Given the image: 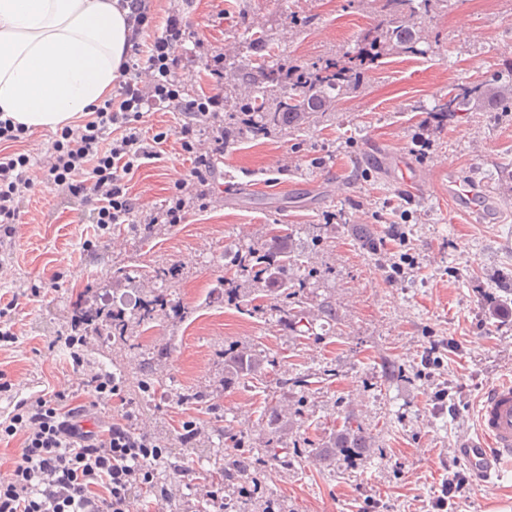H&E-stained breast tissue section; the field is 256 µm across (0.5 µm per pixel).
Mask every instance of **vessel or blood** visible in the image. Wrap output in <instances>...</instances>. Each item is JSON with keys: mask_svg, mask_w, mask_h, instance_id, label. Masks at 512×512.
Segmentation results:
<instances>
[{"mask_svg": "<svg viewBox=\"0 0 512 512\" xmlns=\"http://www.w3.org/2000/svg\"><path fill=\"white\" fill-rule=\"evenodd\" d=\"M448 196L466 213H488L484 188L460 186L449 181ZM478 433L461 441L459 455L467 468L482 482H491L502 464L512 461V379L503 378L491 386L478 405Z\"/></svg>", "mask_w": 512, "mask_h": 512, "instance_id": "vessel-or-blood-1", "label": "vessel or blood"}]
</instances>
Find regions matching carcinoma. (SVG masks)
I'll return each instance as SVG.
<instances>
[{
    "label": "carcinoma",
    "instance_id": "1",
    "mask_svg": "<svg viewBox=\"0 0 512 512\" xmlns=\"http://www.w3.org/2000/svg\"><path fill=\"white\" fill-rule=\"evenodd\" d=\"M439 2L441 0H384L382 10L389 19L366 30L350 55L313 62L291 60L262 68L252 78L249 94L238 103L234 125L259 140L284 125L308 123L313 113L327 111L333 96L355 93L362 71L378 65L389 52L419 53L418 38L412 32L410 20L429 13ZM490 102L512 109V83L495 80L457 84L448 91V98L435 106L434 112L444 116L475 112ZM295 263L293 250L283 247L279 236L272 237L260 248H249L233 257V265L250 266L252 280L264 285L270 283L273 275H283ZM167 303L166 295L158 293L144 300L133 318H111L107 324L108 336L127 333L132 319L139 323L152 321L158 309ZM267 362V355L261 350L228 348L224 350V381L229 383L253 376ZM366 440L363 429L353 427L347 418L319 459L330 463L338 456L354 457L361 453Z\"/></svg>",
    "mask_w": 512,
    "mask_h": 512
}]
</instances>
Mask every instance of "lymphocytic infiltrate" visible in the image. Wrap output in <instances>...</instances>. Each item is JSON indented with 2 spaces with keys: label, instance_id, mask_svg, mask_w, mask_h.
<instances>
[{
  "label": "lymphocytic infiltrate",
  "instance_id": "obj_1",
  "mask_svg": "<svg viewBox=\"0 0 512 512\" xmlns=\"http://www.w3.org/2000/svg\"><path fill=\"white\" fill-rule=\"evenodd\" d=\"M129 9L126 59L119 68L115 97L93 106L81 124L62 128L41 165L47 181L83 196L95 213L98 231L135 222L180 224L188 199L206 201L214 162L223 155L231 133L224 126V56L210 53L203 40H190L183 12L169 13L154 32L151 0H124ZM152 41H145L146 32ZM201 58L214 80L215 93L185 97L177 79L188 58ZM162 106L182 112L174 133L158 132L144 146L139 124L146 110ZM211 134L200 140V123ZM193 158L188 179L177 182L166 204L138 215L126 178L143 160L161 156L169 138ZM31 162L23 152H0V247L13 244L22 201L33 188L26 176ZM85 407L69 404L65 392H47L16 405L0 423V441L19 440L21 452L0 472V512H128L135 499H152L154 512H165L175 494L158 484L155 467L167 450L137 426L126 407L117 420L94 430L83 423Z\"/></svg>",
  "mask_w": 512,
  "mask_h": 512
}]
</instances>
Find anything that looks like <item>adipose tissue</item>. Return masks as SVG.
Returning a JSON list of instances; mask_svg holds the SVG:
<instances>
[{
    "instance_id": "ef3b65f1",
    "label": "adipose tissue",
    "mask_w": 512,
    "mask_h": 512,
    "mask_svg": "<svg viewBox=\"0 0 512 512\" xmlns=\"http://www.w3.org/2000/svg\"><path fill=\"white\" fill-rule=\"evenodd\" d=\"M120 0H0V112L55 129L89 112L118 77Z\"/></svg>"
}]
</instances>
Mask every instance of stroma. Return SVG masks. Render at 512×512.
<instances>
[{
	"mask_svg": "<svg viewBox=\"0 0 512 512\" xmlns=\"http://www.w3.org/2000/svg\"><path fill=\"white\" fill-rule=\"evenodd\" d=\"M186 12L193 35L236 65L224 84L228 114L259 67L344 54L385 17L382 0H192ZM306 16L311 24L301 25ZM413 28L419 54L387 55L357 93L334 98L304 128L236 134L206 207L188 203L184 223L124 224L98 238L91 205L35 182L0 273V299L18 301L17 339L0 347L12 385L0 394V423L47 391L87 405L81 372L53 342L78 299L103 294L130 311L162 291L170 303L151 323H132L121 342L91 332L80 355L84 369L124 385V401L90 408L87 422L119 418L129 401L139 426L166 445L156 478L178 491L171 512H207L210 474L231 467L233 437L265 448L270 413L285 409L300 420L282 445L301 448V462L266 457L226 481L224 512H437L443 480L465 470L458 445L477 431L481 394L512 377V112L488 105L437 121L431 111L453 85L512 71V0H448ZM257 31L269 50L250 45ZM420 135L433 142L428 153ZM190 168L169 144L134 173L130 191L144 209L161 206ZM452 179L490 189L492 218L458 212ZM281 229L297 256L288 278L308 281L305 337L283 325L277 295L256 314L224 300V277L246 294L253 286L225 268V243L257 247ZM168 267L174 278L156 280ZM231 344L265 350L272 363L225 384ZM296 373L307 375L305 390H282L278 378ZM348 417L367 433L365 450L320 463L313 448ZM188 421L202 429L190 448L179 440ZM448 510L512 512V467L490 492L470 477Z\"/></svg>",
	"mask_w": 512,
	"mask_h": 512,
	"instance_id": "35a3bbf8",
	"label": "stroma"
}]
</instances>
